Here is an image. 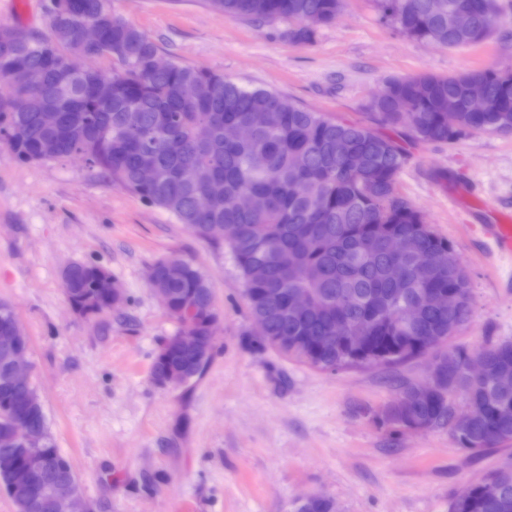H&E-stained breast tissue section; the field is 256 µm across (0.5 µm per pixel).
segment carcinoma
Returning <instances> with one entry per match:
<instances>
[{
    "label": "carcinoma",
    "mask_w": 512,
    "mask_h": 512,
    "mask_svg": "<svg viewBox=\"0 0 512 512\" xmlns=\"http://www.w3.org/2000/svg\"><path fill=\"white\" fill-rule=\"evenodd\" d=\"M229 17L256 21L286 19L288 38L311 41L318 28L330 24L345 0H210ZM69 11L49 17L52 35L39 39L0 25V143L20 164L64 159L72 152L91 155L88 168L150 205L171 213L199 239L219 240L232 253L246 284L250 317L267 324L272 339L288 340V357L308 361L325 371L367 364L380 352L412 343L411 350L385 360L396 364L430 351L437 339L440 354L452 363L455 385L426 403L410 400L414 383L398 385L388 414L376 423L389 434L404 424L421 422L433 432H446L455 447L477 454L512 441V342L482 348L487 369L470 378L464 372L466 349L448 346V338L467 326L473 299L467 271L454 246L436 234L416 206L401 196L395 181L405 156L392 137L299 107L282 95L245 88L224 74L172 60L166 70L152 68L155 43L112 8V0H68ZM384 17L408 36L438 46H475L498 22L497 0H379ZM473 11L471 27L459 29L450 13ZM93 22L102 40L84 45L78 29ZM78 53L112 60L118 67L96 68L94 77L112 82V103L97 101L81 77L63 78L49 69V59L62 61ZM483 83L490 110L464 107L470 84ZM455 104L456 125L448 127V105ZM372 120L402 127L419 143H451L472 133H512V68H485L440 77L419 75L385 82L383 95L369 103ZM46 112L60 114L48 128ZM252 128L245 140L224 137V126ZM347 144L360 158L355 165L336 154ZM153 166L158 177L144 184L139 173ZM205 194L210 206L196 207ZM247 195L251 205L240 210L234 200ZM388 233L415 239L413 250L391 253ZM156 279L169 297L167 315L175 333L188 325L210 336L218 323L211 288L188 260L155 263ZM112 274L100 264L83 263L67 286V298L81 315L103 312L106 284ZM449 287L461 295L453 310L430 306L426 292ZM306 294L310 303L292 313L286 300ZM409 307L419 310L403 319ZM363 325L376 336L363 356L345 354L336 321ZM173 367L192 381L201 376L190 349L157 351L150 376L158 380ZM475 410L459 430L460 403ZM34 447L48 455L58 450L42 400L24 419ZM18 453L0 445V488L10 486ZM73 471L56 467L35 480L26 497L11 496L16 512H53L51 491L69 486ZM293 512H336V503L316 494L293 506ZM448 512H512V458L486 475L478 490L460 491Z\"/></svg>",
    "instance_id": "obj_1"
}]
</instances>
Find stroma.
Listing matches in <instances>:
<instances>
[{"mask_svg":"<svg viewBox=\"0 0 512 512\" xmlns=\"http://www.w3.org/2000/svg\"><path fill=\"white\" fill-rule=\"evenodd\" d=\"M497 3L493 37L458 49L409 37L378 0H347L307 43L289 40L288 21L228 17L210 0L112 6L163 58L365 124L389 78L512 67V0ZM405 148L397 191L453 244L469 275L473 315L455 343L475 354L512 340V259L475 230L512 213V134ZM461 183L484 210L449 202ZM169 257L200 270L220 325L204 374L160 388L150 364L174 323L148 271ZM86 261L111 270L124 303L94 317L73 311L62 274ZM245 288L223 242L198 239L81 161L22 165L0 145V301L30 338L33 380L90 512H291L316 493L339 512H448L450 497L512 457V445L464 455L444 433L389 436L375 416L401 380L425 378L427 359L327 372L256 350Z\"/></svg>","mask_w":512,"mask_h":512,"instance_id":"35a3bbf8","label":"stroma"}]
</instances>
